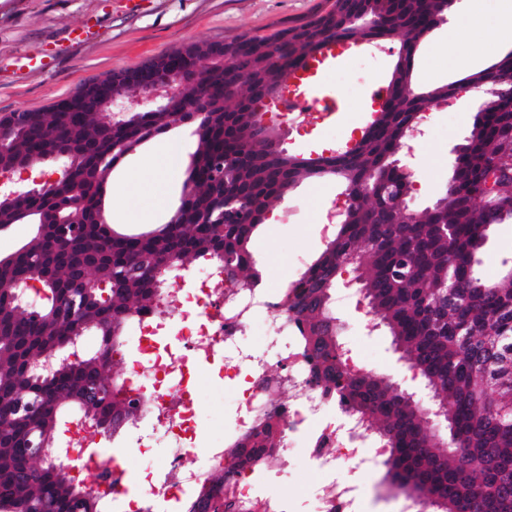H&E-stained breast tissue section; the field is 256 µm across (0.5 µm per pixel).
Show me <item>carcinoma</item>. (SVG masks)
I'll return each mask as SVG.
<instances>
[{"label": "carcinoma", "instance_id": "cac0c4a2", "mask_svg": "<svg viewBox=\"0 0 512 512\" xmlns=\"http://www.w3.org/2000/svg\"><path fill=\"white\" fill-rule=\"evenodd\" d=\"M307 20L270 35L244 34L228 45L224 62H212L213 92L186 169L191 194L181 198L184 223L161 224L138 233L98 221L116 164L147 141L187 121L180 100L156 112L110 125L101 112L83 107L81 91L61 99L59 112H35L34 123L10 132L0 150V173L24 161L66 149L69 170L35 195L0 202V230L36 223L33 235L0 256V512H103L100 497L87 493L70 469L47 457L34 462L27 443L39 436L48 447L68 441L70 416L84 418L97 433H126L138 407L123 398L117 371L135 314L153 303L169 273L192 264L224 270L239 288L258 276L252 251L257 229L273 206L302 179L332 180L357 195L338 228L282 308L304 326L301 343L314 362L313 382L350 401L389 453L381 462L398 491L426 495L431 512H512V264L489 281L476 269L487 240L485 225L512 221V124L491 97L485 121L475 120L463 144V161L452 170L441 200L413 224H397L391 210L412 192L396 172L395 156L407 145L423 114L453 96L456 83L419 91L411 55L432 18L448 0H326ZM387 20L374 31L350 19ZM397 42L387 80V106L351 148L315 158L275 153L252 141L254 114L263 97L324 42ZM512 70V53L463 78L490 87L497 73ZM224 161V178L215 177ZM80 176L82 202L72 207ZM201 213L215 218L197 224ZM69 215L82 232L71 250L57 248L58 216ZM165 260L168 267L153 266ZM350 272L360 284L374 325L387 330L408 369L429 398L419 403L396 391L382 374L343 369L342 326L331 308L336 283ZM94 287L83 288L84 280ZM36 281L39 304L17 299L20 282ZM100 339L92 355L78 341ZM56 352V372L40 367ZM102 388L95 401L85 390ZM442 412L448 438L429 436L426 407ZM283 432L269 425L246 437L254 448H274ZM265 464L231 455L232 472Z\"/></svg>", "mask_w": 512, "mask_h": 512}]
</instances>
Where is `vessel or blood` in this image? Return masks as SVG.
Here are the masks:
<instances>
[{"label":"vessel or blood","mask_w":512,"mask_h":512,"mask_svg":"<svg viewBox=\"0 0 512 512\" xmlns=\"http://www.w3.org/2000/svg\"><path fill=\"white\" fill-rule=\"evenodd\" d=\"M367 50L368 45L364 42L325 43L318 53L305 60L301 68L288 75L285 102L301 110L338 112L336 93L326 86L325 80L337 66Z\"/></svg>","instance_id":"obj_1"}]
</instances>
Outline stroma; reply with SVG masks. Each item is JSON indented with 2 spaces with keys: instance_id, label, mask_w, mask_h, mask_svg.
Instances as JSON below:
<instances>
[{
  "instance_id": "1",
  "label": "stroma",
  "mask_w": 512,
  "mask_h": 512,
  "mask_svg": "<svg viewBox=\"0 0 512 512\" xmlns=\"http://www.w3.org/2000/svg\"><path fill=\"white\" fill-rule=\"evenodd\" d=\"M322 0H0V116L21 109L45 110L82 84L111 71L140 66L151 59L196 42H228L244 34L265 35L309 16ZM484 20L472 31L468 42L459 43L439 25L416 45L414 82L431 88L460 79L452 60L462 54L475 55L474 70L489 67L512 52L503 44L496 26L501 0H472ZM93 27L92 39L70 43L71 29ZM398 51L385 44L376 52L353 59L336 68L328 86L338 80L348 83L340 106L343 114L332 124L308 123L296 132L279 127L280 145L292 154L314 149L338 148L360 130L367 109L365 94L375 79L388 76ZM476 111L470 96L452 100L449 110L434 109L433 120L411 153L400 159L411 173L409 205L423 210L444 193L456 151L467 139ZM167 138V137H166ZM165 137L145 143L127 156L112 172V188L105 207L111 223L134 229L132 202L122 193L128 172L145 169L150 154L162 149ZM185 179L177 170L163 183L147 181L142 200L154 208L152 225L167 223L177 210ZM340 187L334 182L306 180L271 211L257 232L253 250L266 261L270 280L287 279L298 256L314 261L325 247L321 235L325 215ZM512 260V223L491 225L488 240L478 256L479 271L497 279L505 262ZM367 307L354 301L341 305L337 313L349 331L348 345L357 360L371 361L377 372L388 374L402 388L423 394L424 388L400 361L391 336L382 329L361 333ZM383 468L357 473L361 512H397V498L387 496L382 485Z\"/></svg>"
}]
</instances>
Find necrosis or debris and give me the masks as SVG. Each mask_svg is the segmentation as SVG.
Wrapping results in <instances>:
<instances>
[{"label":"necrosis or debris","mask_w":512,"mask_h":512,"mask_svg":"<svg viewBox=\"0 0 512 512\" xmlns=\"http://www.w3.org/2000/svg\"><path fill=\"white\" fill-rule=\"evenodd\" d=\"M192 282L189 289L176 283L161 289L154 305L138 312L130 328L143 359L133 367L126 389L139 401L140 422L149 424L152 437L163 445L161 462L142 455L139 468L145 481L129 490L126 469L92 449L79 425L69 464L92 475L91 488L105 497L110 512H168L171 503L189 492L221 504L248 502L253 512H289L282 495L255 490L251 470L229 484L211 479L224 469L229 451L275 411L286 436L273 451L279 465L272 480L285 475L293 449H301L307 465L332 472L316 486L311 512H358L354 476L362 467L377 466L386 449L346 404L312 384V366L295 345L298 325L280 306L283 287L267 286L260 278L252 287L237 288L225 282L222 270L207 264L195 269ZM253 333L270 342L285 337L290 345L273 357L241 350L243 337ZM166 334L172 337L170 344L158 347L156 337ZM202 365L235 381L237 390L234 418L215 416L210 444L201 453L194 444L201 417L194 376Z\"/></svg>","instance_id":"obj_1"}]
</instances>
